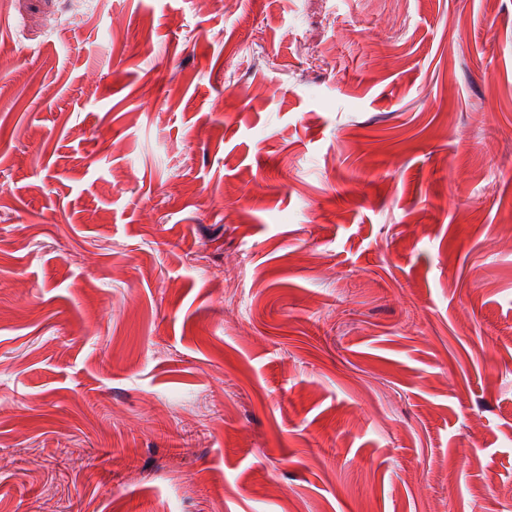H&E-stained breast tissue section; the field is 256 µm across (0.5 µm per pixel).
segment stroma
Masks as SVG:
<instances>
[{
    "instance_id": "35a3bbf8",
    "label": "stroma",
    "mask_w": 512,
    "mask_h": 512,
    "mask_svg": "<svg viewBox=\"0 0 512 512\" xmlns=\"http://www.w3.org/2000/svg\"><path fill=\"white\" fill-rule=\"evenodd\" d=\"M0 512H512V0H0Z\"/></svg>"
}]
</instances>
